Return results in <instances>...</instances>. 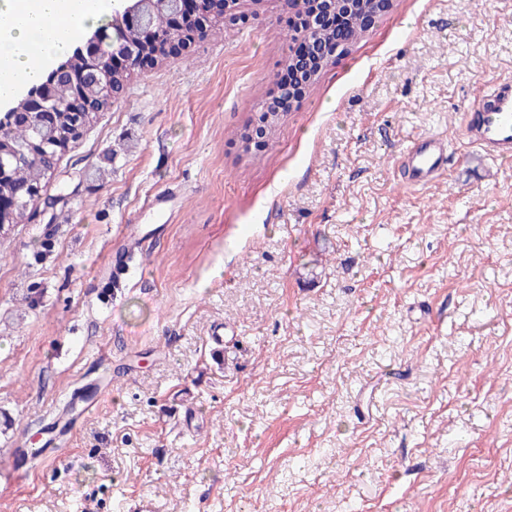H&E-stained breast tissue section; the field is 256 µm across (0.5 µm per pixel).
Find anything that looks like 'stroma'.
<instances>
[{"label": "stroma", "instance_id": "obj_1", "mask_svg": "<svg viewBox=\"0 0 512 512\" xmlns=\"http://www.w3.org/2000/svg\"><path fill=\"white\" fill-rule=\"evenodd\" d=\"M237 10L0 240V512H512V160L461 138L512 0H393L251 154L293 43L286 0ZM275 113H277V112H258V113H256V115L254 116L250 125L248 127H246L245 130L243 131V133L241 134V141L244 144L245 151L251 150V148L249 146L250 131L255 126H262L265 129L266 137L269 140L275 135L282 118L284 117V115L287 112H281V113H283V115L281 117H275L274 116ZM270 114H271V117L269 118ZM448 138L426 134L414 139L406 148L401 165L411 185L423 186L445 170Z\"/></svg>", "mask_w": 512, "mask_h": 512}]
</instances>
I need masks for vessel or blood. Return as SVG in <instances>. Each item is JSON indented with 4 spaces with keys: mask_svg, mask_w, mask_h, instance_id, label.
Returning <instances> with one entry per match:
<instances>
[{
    "mask_svg": "<svg viewBox=\"0 0 512 512\" xmlns=\"http://www.w3.org/2000/svg\"><path fill=\"white\" fill-rule=\"evenodd\" d=\"M462 138L469 147L488 155H512V80L497 79L490 92L481 94L468 108ZM448 139L427 134L406 148L401 165L411 185L420 187L444 171Z\"/></svg>",
    "mask_w": 512,
    "mask_h": 512,
    "instance_id": "obj_1",
    "label": "vessel or blood"
}]
</instances>
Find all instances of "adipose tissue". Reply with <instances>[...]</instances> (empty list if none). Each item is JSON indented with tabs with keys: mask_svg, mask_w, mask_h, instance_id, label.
<instances>
[{
	"mask_svg": "<svg viewBox=\"0 0 512 512\" xmlns=\"http://www.w3.org/2000/svg\"><path fill=\"white\" fill-rule=\"evenodd\" d=\"M118 7L119 0H0V106L42 82L74 34Z\"/></svg>",
	"mask_w": 512,
	"mask_h": 512,
	"instance_id": "ef3b65f1",
	"label": "adipose tissue"
}]
</instances>
